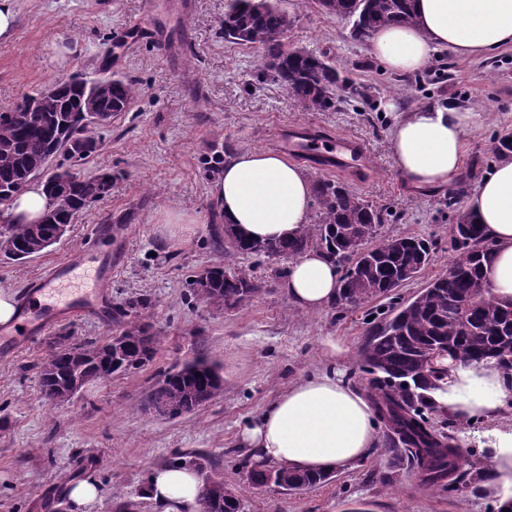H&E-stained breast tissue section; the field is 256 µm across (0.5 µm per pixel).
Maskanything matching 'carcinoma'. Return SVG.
<instances>
[{
    "mask_svg": "<svg viewBox=\"0 0 512 512\" xmlns=\"http://www.w3.org/2000/svg\"><path fill=\"white\" fill-rule=\"evenodd\" d=\"M304 4L351 24L357 41L371 39L383 26L415 22L413 0H304ZM295 17L282 0H228L224 9V40L261 51L260 73L271 75L288 94L310 112L336 106L338 93L350 81L340 74L324 53L289 48L285 39ZM61 81L58 97L41 102L39 111L27 109L26 95L11 112H0V188H20L39 173L47 193L63 196L38 224L0 225V255L13 261L42 253L62 238L60 226L69 225L91 203L112 190V173L82 176L69 169L47 168L51 156L85 160L68 151L71 138L97 143L94 129L112 122L127 111L137 97L128 79L112 76L104 95L90 99ZM95 109L101 121L88 119ZM317 210L295 236L278 242L246 238L240 229L224 225V243L234 255L295 258L310 249L323 251L340 273L336 305L361 304L372 298L389 300L387 310L368 322L360 349L358 370L367 376L377 417L390 434L392 444L411 455L429 484L456 492L466 486L457 461L453 438L437 431L429 414L437 411L430 392L448 380L459 365L493 362L512 385V303H501L487 290L484 268L494 245L481 225L470 216L456 226L452 238V277L441 274L422 291L404 301L395 296L399 271L428 264L434 243L407 234L393 238L396 247L372 250L358 260L352 235L365 229L380 235L387 218L383 211L361 199L346 185L330 179L314 184ZM191 286L207 307L232 309L260 294L266 284L240 266L220 265L194 276ZM148 300L136 299L118 310L123 319L116 334L102 342H73V332L62 330L50 341L48 353L36 369L48 402L58 406L71 401L76 391L93 380L115 372L138 370L152 362L157 336L142 320ZM223 378L217 363L197 357L169 370L137 407L144 411L154 402L165 404L175 417L189 414L220 394ZM330 479L326 472H297L278 466H254L248 480L254 486L292 490L320 485ZM206 512H241L237 494L229 489L203 494Z\"/></svg>",
    "mask_w": 512,
    "mask_h": 512,
    "instance_id": "cac0c4a2",
    "label": "carcinoma"
}]
</instances>
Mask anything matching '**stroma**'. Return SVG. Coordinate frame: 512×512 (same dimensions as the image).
I'll return each mask as SVG.
<instances>
[{
    "instance_id": "1",
    "label": "stroma",
    "mask_w": 512,
    "mask_h": 512,
    "mask_svg": "<svg viewBox=\"0 0 512 512\" xmlns=\"http://www.w3.org/2000/svg\"><path fill=\"white\" fill-rule=\"evenodd\" d=\"M226 0H17L10 41L0 42V112L21 97L72 76L118 75L139 94L127 112L100 126L96 153L78 165L90 176L111 172L112 192L79 214L56 244L22 263L0 260V285L28 297L51 265L86 255L112 263L99 291L107 312L71 319L76 340L115 334L113 310L149 301L143 317L159 338L146 367L87 384L70 402L51 407L35 364L58 324L34 345L0 352V512H70L71 485L95 474L101 498L93 512H153L143 494L149 470L178 456L204 455L206 474L241 496L242 512H493L505 494L496 483L494 431H512V407L474 423L433 413L431 422L467 449L480 468L466 490L451 493L423 481L384 428L362 461L333 470L324 484L284 491L249 485L253 465L241 429L302 378L327 373L369 396L357 361L366 322L385 306L304 311L283 288L289 261L244 257L240 263L266 283L241 305L215 310L199 304L188 283L206 269L230 264L216 244L224 218L215 194L224 164L248 149L281 152L284 131L309 125L329 137L359 139L366 163L359 174L327 173L313 159L300 168L310 180L332 178L388 215L385 237L414 234L434 241L431 259L398 289L408 299L453 257L450 228L464 202L447 205V190L415 189L400 175L389 140L398 113L425 104H453L486 113L468 135L465 161L480 158L470 188L497 162V135L512 131V48L485 60H463L439 48L422 71H387L368 43L351 39L336 17L284 0L296 15L289 47L329 50L353 92L336 107L307 112L280 83L260 76L257 49L225 42ZM140 24L147 37L122 38ZM183 216L180 224L169 223ZM204 356L224 378L219 396L174 420L137 406L174 366Z\"/></svg>"
}]
</instances>
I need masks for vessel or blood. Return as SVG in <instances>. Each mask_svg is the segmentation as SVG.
<instances>
[{"label": "vessel or blood", "mask_w": 512, "mask_h": 512, "mask_svg": "<svg viewBox=\"0 0 512 512\" xmlns=\"http://www.w3.org/2000/svg\"><path fill=\"white\" fill-rule=\"evenodd\" d=\"M283 146L290 153L316 158L322 161L324 169L351 173L361 170L365 162V150L360 141L349 135L332 138L320 136L310 128L292 129ZM76 263L57 264L44 272L34 283L38 303L23 301L20 308L21 324L26 334L17 331L0 333V347L17 348L31 339L30 328L40 326L48 313L69 311L88 314L93 312L91 294H74L64 289L63 284L72 278Z\"/></svg>", "instance_id": "obj_1"}]
</instances>
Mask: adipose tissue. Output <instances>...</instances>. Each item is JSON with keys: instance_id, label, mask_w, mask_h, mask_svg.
<instances>
[{"instance_id": "1", "label": "adipose tissue", "mask_w": 512, "mask_h": 512, "mask_svg": "<svg viewBox=\"0 0 512 512\" xmlns=\"http://www.w3.org/2000/svg\"><path fill=\"white\" fill-rule=\"evenodd\" d=\"M414 11L416 24L384 27L370 41L393 73L423 69L439 46L463 57H489L512 47V0H414ZM484 122V113L442 105L402 114L390 131L399 172L420 189L451 186L462 170L468 135ZM216 194L225 223L261 241L293 237L308 222L313 202L312 184L301 168L268 150L243 151L226 162ZM50 204L43 184L31 183L13 199L9 216L33 224ZM466 209L494 244L486 269L490 292L512 302V158L492 168ZM284 287L296 307L315 311L335 301L339 275L333 262L310 250L290 262ZM431 397L441 410L476 422L512 405V388L494 366H460L446 389ZM241 439L257 465L328 471L369 454L376 442L375 412L341 380L313 375L272 401ZM145 495L154 512H203L200 483L185 468H152Z\"/></svg>"}]
</instances>
